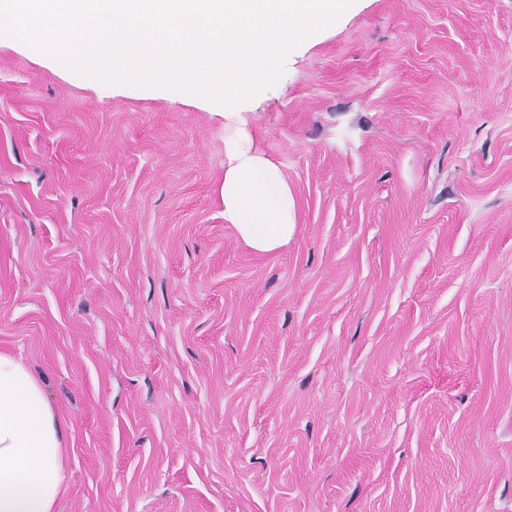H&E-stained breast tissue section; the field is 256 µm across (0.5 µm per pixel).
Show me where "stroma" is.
<instances>
[{
	"label": "stroma",
	"instance_id": "35a3bbf8",
	"mask_svg": "<svg viewBox=\"0 0 512 512\" xmlns=\"http://www.w3.org/2000/svg\"><path fill=\"white\" fill-rule=\"evenodd\" d=\"M298 231L224 222V106L0 35V350L57 512H512V0H356L240 104Z\"/></svg>",
	"mask_w": 512,
	"mask_h": 512
}]
</instances>
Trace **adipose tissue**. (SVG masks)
I'll return each mask as SVG.
<instances>
[{"label":"adipose tissue","mask_w":512,"mask_h":512,"mask_svg":"<svg viewBox=\"0 0 512 512\" xmlns=\"http://www.w3.org/2000/svg\"><path fill=\"white\" fill-rule=\"evenodd\" d=\"M224 221L257 254L286 248L296 204L279 164L254 146L238 112L224 115ZM66 427L25 361L0 351V512H56L66 489Z\"/></svg>","instance_id":"adipose-tissue-1"}]
</instances>
